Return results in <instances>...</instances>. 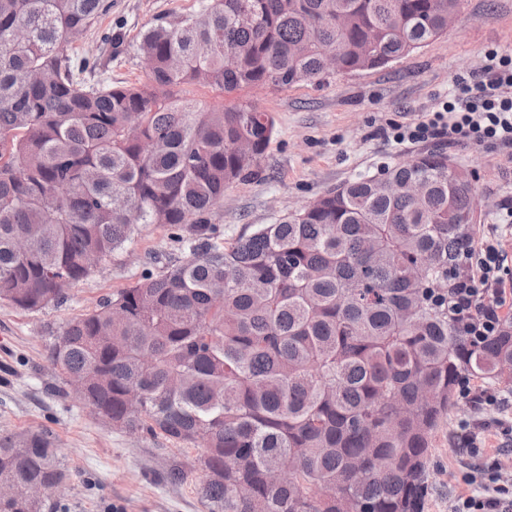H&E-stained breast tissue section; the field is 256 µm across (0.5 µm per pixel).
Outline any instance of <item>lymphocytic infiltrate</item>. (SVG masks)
I'll return each mask as SVG.
<instances>
[{"mask_svg": "<svg viewBox=\"0 0 512 512\" xmlns=\"http://www.w3.org/2000/svg\"><path fill=\"white\" fill-rule=\"evenodd\" d=\"M395 140L420 143L445 138L452 144L512 151V57L490 49L481 73L460 77L442 111L408 128L393 131ZM466 268L448 291V309L456 326L482 339L496 333L505 316L512 315V282L504 280L503 240L496 229L483 232L468 247ZM471 493L459 496L449 512H497L512 488L495 476H474Z\"/></svg>", "mask_w": 512, "mask_h": 512, "instance_id": "f902f5d3", "label": "lymphocytic infiltrate"}]
</instances>
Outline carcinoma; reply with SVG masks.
Returning a JSON list of instances; mask_svg holds the SVG:
<instances>
[{"label":"carcinoma","mask_w":512,"mask_h":512,"mask_svg":"<svg viewBox=\"0 0 512 512\" xmlns=\"http://www.w3.org/2000/svg\"><path fill=\"white\" fill-rule=\"evenodd\" d=\"M460 6L198 0L140 34L146 80L115 85L99 59L69 53L112 0H0V302L58 304L136 225L177 229L189 256L72 318L48 358L88 378L84 402L112 425L201 449L165 480L201 472L206 512H424L459 380L512 384V317L472 341L448 315L477 218L447 153L383 170L421 180L419 197L366 175L217 246L213 209L258 175L275 124L252 104L186 97L320 83L330 52L342 71L383 67L446 34ZM290 461L288 483L270 484ZM65 478L46 434H0V481Z\"/></svg>","instance_id":"carcinoma-1"}]
</instances>
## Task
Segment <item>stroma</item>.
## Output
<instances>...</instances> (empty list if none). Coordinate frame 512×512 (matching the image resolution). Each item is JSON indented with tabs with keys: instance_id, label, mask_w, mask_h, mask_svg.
<instances>
[{
	"instance_id": "1",
	"label": "stroma",
	"mask_w": 512,
	"mask_h": 512,
	"mask_svg": "<svg viewBox=\"0 0 512 512\" xmlns=\"http://www.w3.org/2000/svg\"><path fill=\"white\" fill-rule=\"evenodd\" d=\"M104 16L77 43L76 53L105 55V31L119 36L112 80H144L137 50L145 24L196 9V0H112ZM512 56V0H462L459 21L448 35L386 67L332 74L318 84L284 89L255 87L236 98L269 112L275 134L261 160L258 178L233 183L212 221L216 244L250 234L299 210L328 189L414 156L440 149L470 173L479 202L478 230L503 223L512 208V152L457 146L444 140L398 143L394 126L415 124L441 110L459 76L479 72L486 50ZM171 226L142 224L130 242L98 271L68 290L60 305L29 312L0 303V434L37 430L49 435L69 470L52 512H205L194 482L167 484L174 460L188 463L198 451L177 449L162 437L130 435L105 424L75 397L54 392L47 350L69 319L133 285L151 257L181 261L188 255ZM472 416L468 400L455 408L433 438L428 460L431 491L424 512H448V499L467 492L464 482L481 455L463 446L464 423Z\"/></svg>"
}]
</instances>
